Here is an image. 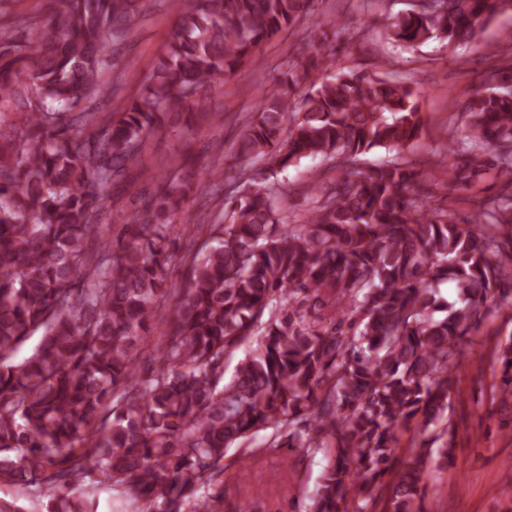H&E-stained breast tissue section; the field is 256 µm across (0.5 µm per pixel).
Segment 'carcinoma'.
<instances>
[{
    "mask_svg": "<svg viewBox=\"0 0 512 512\" xmlns=\"http://www.w3.org/2000/svg\"><path fill=\"white\" fill-rule=\"evenodd\" d=\"M310 0H174L179 19L144 91L104 116L113 40L139 24L133 0H43L0 32V487L26 511L97 512L103 485L142 512L224 502V458L260 432L273 448L326 459L306 512H426L429 466L453 460L455 373L488 301L512 310V63L473 84L471 118L440 165L468 186L498 169L501 193L473 214L426 206L405 152L421 136L418 88L342 67L330 38L283 64L238 153L281 170L320 159L290 224L281 183L191 223L189 159L99 251L107 191L144 165L166 112H186ZM512 0H418L388 41L472 40ZM333 75L321 82L317 75ZM376 147L393 158L360 173ZM337 177L325 187L324 176ZM180 223H175L177 216ZM185 277L169 284L177 240ZM452 282L442 305L435 288ZM162 323L142 369L143 332ZM37 337L32 353L16 359ZM251 352L224 381V360ZM493 402L512 406V336L498 345Z\"/></svg>",
    "mask_w": 512,
    "mask_h": 512,
    "instance_id": "cac0c4a2",
    "label": "carcinoma"
}]
</instances>
